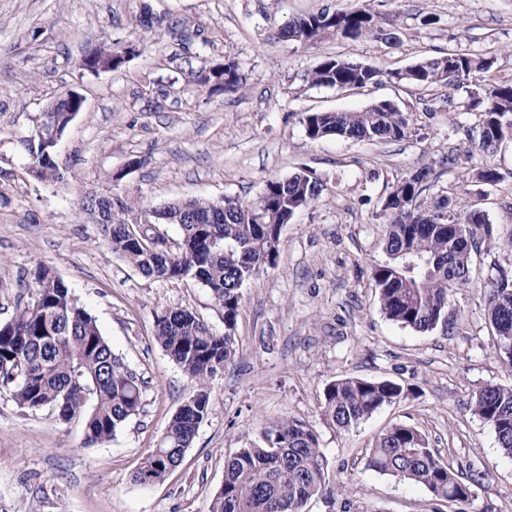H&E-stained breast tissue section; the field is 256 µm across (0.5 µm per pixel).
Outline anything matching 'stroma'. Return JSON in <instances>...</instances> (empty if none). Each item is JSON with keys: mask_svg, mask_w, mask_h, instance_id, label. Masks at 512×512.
Here are the masks:
<instances>
[{"mask_svg": "<svg viewBox=\"0 0 512 512\" xmlns=\"http://www.w3.org/2000/svg\"><path fill=\"white\" fill-rule=\"evenodd\" d=\"M359 3L394 40L329 36L303 46L279 38L289 20L350 0H0V322L27 298L37 265H48L145 381L140 414L93 446L81 420L62 424L50 410L19 407L0 386V512H210L225 458L288 416L314 429L336 482L334 498L313 497L304 512H432L427 489L366 465L379 434L398 423L426 434L448 465L482 476L466 501L442 512H512V458L470 409L481 387L512 385L485 312L494 267H512V251L498 242L512 229V144L482 152L457 131L476 126L477 113L425 111L410 84L339 91L307 80L329 57L401 70L451 50L491 57L493 75L512 77V0ZM145 11L154 20L148 32L137 24ZM105 40L136 52L117 70H83L84 51ZM228 56L239 64L238 89L202 91L198 71ZM68 89L85 99L57 147L71 175L40 181L28 173L23 141L41 108ZM383 100L413 113L405 137L313 141L300 121L307 110L353 112ZM426 165L434 172L427 204H480L495 233L475 257L479 279L453 296L457 318L447 333L389 321L372 278L385 258L381 201ZM486 167L503 180L478 182ZM303 170L325 190L283 228L275 263L242 286L235 354L210 384L212 410L183 466L154 486L134 484L193 391L154 339L157 314L183 308L220 335L224 311L198 281L147 277L113 254L83 209L86 196L254 204L267 180ZM349 376L392 380L410 395L340 431L324 419L323 390Z\"/></svg>", "mask_w": 512, "mask_h": 512, "instance_id": "35a3bbf8", "label": "stroma"}]
</instances>
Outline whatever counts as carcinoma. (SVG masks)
I'll list each match as a JSON object with an SVG mask.
<instances>
[{"mask_svg": "<svg viewBox=\"0 0 512 512\" xmlns=\"http://www.w3.org/2000/svg\"><path fill=\"white\" fill-rule=\"evenodd\" d=\"M357 40L363 36L390 39L376 16L352 6L296 18L281 28L286 41L312 44L326 36ZM494 59L451 51L425 58L407 78L401 71H382L369 65L328 58L308 74L315 86L339 90L362 89L383 77L405 80L415 87L437 91L475 84L467 102L456 107L479 110L478 147L493 152L512 143V79L488 77ZM238 62L203 69L201 86L232 90L238 84ZM40 112L32 130L64 132L73 121L69 104L57 96ZM301 122L312 141L329 135L359 141L401 139L410 115L387 101L358 112L305 111ZM40 179L59 183L66 170L55 156L37 160ZM432 172L423 167L397 181L384 199L386 260L377 264L373 279L386 317L416 332L448 327L452 296L476 277L472 254L493 227L476 205L459 207L449 198L424 209L418 199ZM322 182L305 172L266 182L258 207L233 198L224 207L203 199L165 203L155 211L182 216L178 247L149 249L133 217L147 209L143 201L93 194L85 210L104 217L105 241L118 257L146 277L194 279L202 283L224 309V334H215L192 312L165 309L157 316L155 340L193 383L195 392L172 416L156 447L150 449L133 474L142 486L153 477L178 468L199 425L211 412L209 386L233 354V331L240 311L242 285L267 264H273L282 245L283 223L320 197ZM465 224L468 234L458 239L451 225ZM29 300L0 324V384L13 387L18 406L30 410L56 407L61 420L79 418L87 443L110 439L142 407L143 380L113 353L95 317L79 302L67 283L52 269L40 266L26 285ZM487 318L496 336V354L512 368V270L497 268L487 297ZM404 397L402 385L390 380L345 377L332 380L323 391L325 420L347 431L385 405ZM474 415L490 425L499 448L512 458V386L486 385L472 397ZM367 467L399 482L426 488L436 502H463L479 475L459 474L430 447L416 427L394 424L379 435L367 456ZM327 463L314 430L304 421L284 417L267 424L259 443L236 451L224 462V482L214 494L210 512H303L317 495L332 496Z\"/></svg>", "mask_w": 512, "mask_h": 512, "instance_id": "carcinoma-1", "label": "carcinoma"}]
</instances>
